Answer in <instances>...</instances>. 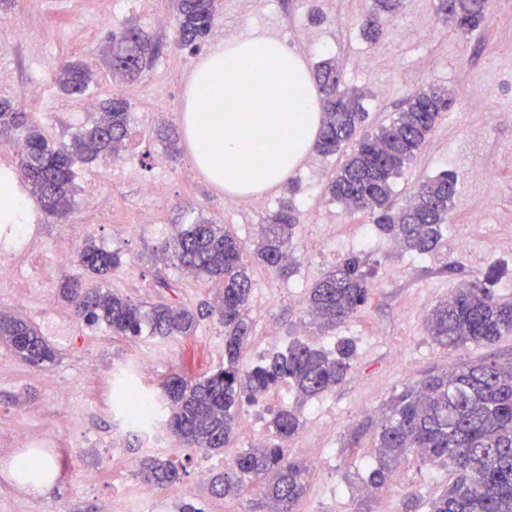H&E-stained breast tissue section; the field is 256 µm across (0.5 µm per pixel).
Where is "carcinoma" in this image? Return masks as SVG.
I'll list each match as a JSON object with an SVG mask.
<instances>
[{"label":"carcinoma","instance_id":"obj_1","mask_svg":"<svg viewBox=\"0 0 512 512\" xmlns=\"http://www.w3.org/2000/svg\"><path fill=\"white\" fill-rule=\"evenodd\" d=\"M175 45L197 52L203 46L218 9V0H174ZM401 0H370L361 26L372 42L383 34V22L400 12ZM437 11L454 30L470 35L488 19L489 0H438ZM163 42L134 24L112 34L103 50L112 78L125 84L141 79L162 54ZM315 78L322 94V121L316 150L324 156L345 154L330 177V198L352 212H367L374 223L404 252L433 253L441 245L445 223L457 189V177L443 171L422 181L401 207L392 200L393 179L409 164L451 109L454 98L446 89L417 91L406 97L389 124L373 135L357 136L367 119L365 93L339 86L336 60L318 63ZM94 72L80 61L64 60L56 83L65 92L83 95L94 83ZM130 132L129 105L114 97L100 107L89 123L71 127L59 140L9 98H0V138L23 144L18 170L29 200L42 212L65 218L73 209L78 187L74 167L79 161L121 158ZM168 155L179 151L180 134L170 127L155 130ZM299 212L288 201L260 225L254 255L271 274L286 278L296 266L292 241ZM244 246L221 224L194 220L175 226L163 253L197 277L223 282L220 300L206 310L164 302H140L109 288H91L68 277L60 294L75 317L89 326L102 325L121 336L169 339L192 335L199 319L208 315L224 326V367L191 376L173 375L160 384L156 403L161 420L189 448L219 450L233 443L239 400L255 398L270 385L286 381L303 400L319 397L342 383L355 346L348 339L335 348H317L296 339L284 353L248 371L241 363L251 323L247 305L252 277L243 260ZM78 262L87 273L102 277L121 265L119 254L84 243ZM365 258L350 254L311 288L306 311L318 326L345 322L367 303L370 288ZM501 269L485 273L455 289L424 318L425 329L437 344L450 349L493 345L512 335V301L492 290ZM0 344L19 360L33 366L56 363L55 348L36 327L20 316L0 312ZM272 438L264 448H251L235 458L233 466L212 478L224 496H238L246 482H263L273 512H292L304 495L308 465L281 447L283 439L299 433V413L281 409L271 419ZM376 428L374 457L368 483L380 488L395 476L402 461L416 457L424 466L448 470V483L431 499L429 512H512V361L479 358L445 371H429L404 386L386 411L353 429L352 444ZM20 473L37 482L44 476L41 463L27 460ZM142 473L158 488L179 479L165 459L148 457Z\"/></svg>","mask_w":512,"mask_h":512}]
</instances>
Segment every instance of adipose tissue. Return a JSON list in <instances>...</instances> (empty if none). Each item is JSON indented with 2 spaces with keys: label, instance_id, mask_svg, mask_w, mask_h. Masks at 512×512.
<instances>
[{
  "label": "adipose tissue",
  "instance_id": "ef3b65f1",
  "mask_svg": "<svg viewBox=\"0 0 512 512\" xmlns=\"http://www.w3.org/2000/svg\"><path fill=\"white\" fill-rule=\"evenodd\" d=\"M320 100L304 58L254 29L211 46L194 70L181 124L195 165L214 184L257 195L310 152Z\"/></svg>",
  "mask_w": 512,
  "mask_h": 512
}]
</instances>
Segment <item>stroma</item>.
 <instances>
[{
    "label": "stroma",
    "mask_w": 512,
    "mask_h": 512,
    "mask_svg": "<svg viewBox=\"0 0 512 512\" xmlns=\"http://www.w3.org/2000/svg\"><path fill=\"white\" fill-rule=\"evenodd\" d=\"M402 12L386 24L375 43L363 39L360 25L368 0H221L214 21L225 38L251 29L276 35L300 24L314 39L297 45L308 66L335 58L342 84L365 91L369 112L367 132L388 124L413 90L429 86L452 92L454 107L440 121L433 136L393 181L396 202H404L421 181L444 170L457 176L454 206L443 226V247L414 257L380 236L369 214L352 212L325 192L328 178L340 160L310 152L287 179L265 191V209L254 210L251 199H228L223 189L204 177L192 161L189 143L171 159L153 130L158 123L179 125L185 100V77L198 56L166 48L153 68L134 85L115 82L101 58L112 33L126 24L171 40V26L160 27L157 16H172L171 0H0V69L11 71L6 92L46 130L57 135L62 126L89 121L85 101L121 96L129 102L132 142L125 160L112 172L100 162L77 164L73 212L56 221L41 217V241L51 246L69 236L74 245L94 240L120 254L122 264L103 279L87 275L79 263L55 270L28 297L16 299L12 289L0 288V311L12 312L35 325L53 344L59 361L45 369L14 361L0 376V427L20 426L54 442L46 451L51 474L43 494L33 493L16 475L14 449L0 439V512H101L105 499L129 485H144L141 463L150 454L170 461L179 479L166 488L170 512L192 504L201 512H270L260 484L231 498L215 495L210 483L196 480L200 466L210 475L223 473L227 461L244 452L253 432L269 433L268 417L250 418L246 403L238 405L237 436L232 447L218 451L189 448L177 440L149 452L141 434L125 433L121 452L111 456L116 419L115 393L124 377L142 389L182 372L216 370L224 364V328L216 318L200 321L193 335L179 339L131 338L112 334L102 326L76 320L59 289L64 277L84 279L91 287L108 288L136 301L164 299L198 307L213 303L216 282L185 275L163 260L161 247L174 225L206 219L223 225L245 247L243 257L252 271L248 305L252 332L243 355L246 365L262 364L259 353L264 327L275 323L285 341L302 339L325 348L351 340L356 352L346 380L336 389L299 402L288 383L273 385L265 394L268 407L298 408L303 420L292 441V456L309 468L307 489L294 512H351L366 502L371 512H427L428 502L448 480L444 468L420 466L416 458L403 461L392 482L374 495L364 492L366 469L373 457V434L359 447L347 445L351 430L364 416H378L391 397L430 369H444L489 354L512 360V335L493 348L470 346L451 350L427 334L423 317L455 288L472 281L492 264L504 273L496 293L512 300V0H491L484 29L462 37L451 31L436 12V0H403ZM24 27L28 39L13 42L11 31ZM64 58L80 59L95 71L97 83L88 98L65 94L54 69ZM39 84L40 101L27 97ZM165 181L164 197L143 196V182ZM102 185L96 200H88L87 182ZM301 212L293 250L295 272L286 278L271 275L255 262L252 246L259 226L284 198ZM139 225L137 235L125 225ZM369 244H362V237ZM368 260L372 285L364 308L336 329L313 325L303 300L313 283L348 254ZM52 307H44V297ZM150 359L141 373L138 363ZM96 380H86L88 370ZM95 472L96 482L84 481Z\"/></svg>",
    "instance_id": "obj_1"
}]
</instances>
